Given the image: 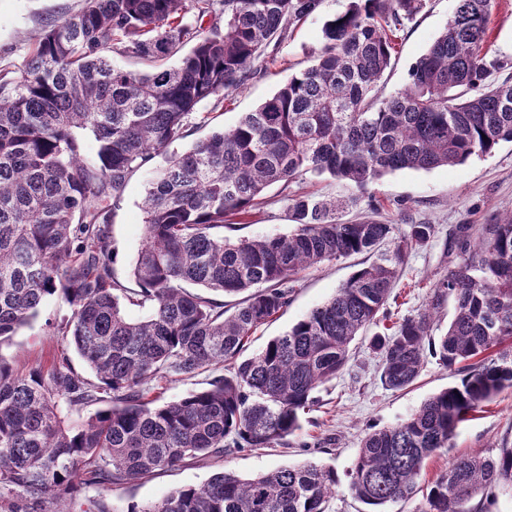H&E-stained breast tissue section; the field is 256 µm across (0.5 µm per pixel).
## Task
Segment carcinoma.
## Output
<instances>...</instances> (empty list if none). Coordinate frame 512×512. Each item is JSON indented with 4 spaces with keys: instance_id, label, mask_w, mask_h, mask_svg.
I'll use <instances>...</instances> for the list:
<instances>
[{
    "instance_id": "cac0c4a2",
    "label": "carcinoma",
    "mask_w": 512,
    "mask_h": 512,
    "mask_svg": "<svg viewBox=\"0 0 512 512\" xmlns=\"http://www.w3.org/2000/svg\"><path fill=\"white\" fill-rule=\"evenodd\" d=\"M321 0H81L49 22L17 77L0 74V342L57 295L70 338L92 376L65 355L15 369L0 359V509L46 512L178 465L286 447L318 389L349 361L350 345L393 298L409 247L432 224L368 218L341 223L357 205L314 192L285 194L288 235L230 238L274 184L329 175L360 190L388 173L429 171L512 142V76L484 50L491 0H457L448 27L404 88L373 94L405 22L424 0H351L324 24L315 64L291 75L254 111L155 171L143 205L135 287L115 272L112 217L132 175L187 136L196 107L224 102L252 74L262 48L281 43ZM190 51H184L187 44ZM146 71L116 68L108 52ZM97 143L88 157L84 134ZM365 253L327 303L257 354L250 337L288 307L295 276ZM241 296L233 305L217 295ZM454 312L432 354L460 380L404 421L371 428L349 472L351 494L382 512L417 489L425 461L450 446L458 425L512 389V215L486 224L448 269L429 307L371 338L381 381L412 386L426 358L433 310ZM148 307L132 321L126 306ZM225 368L210 387L154 404L151 383ZM102 405L81 423L66 413ZM336 472L316 462L242 479L214 474L126 512H328ZM512 487V446L453 460L430 485L425 512H489Z\"/></svg>"
}]
</instances>
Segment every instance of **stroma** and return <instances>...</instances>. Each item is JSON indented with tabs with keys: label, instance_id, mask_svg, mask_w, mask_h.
<instances>
[{
	"label": "stroma",
	"instance_id": "obj_1",
	"mask_svg": "<svg viewBox=\"0 0 512 512\" xmlns=\"http://www.w3.org/2000/svg\"><path fill=\"white\" fill-rule=\"evenodd\" d=\"M348 5L349 0H321L318 10L300 22L284 41L269 46L255 59L253 78L233 92L231 102L219 107L208 100L199 104V111L212 113L214 126H232L241 113L252 111L271 97L289 75L312 64L325 22L344 12ZM80 6L81 0H0V72L20 73L42 26L76 13ZM455 7L456 0H425L422 11L406 22L383 78L384 94L406 85L412 65L445 30ZM487 47L490 55L512 64V0H494ZM153 176V169L136 172L115 209L112 239L117 252L116 273L125 282L131 279V269L143 243L142 202ZM301 185L305 190L339 199L359 196L357 206L340 213L344 222L363 216L373 201L383 220L398 227L435 225L433 238L408 250L397 287L399 298L389 307L392 318L398 319L424 309L435 286L459 262L461 244L454 237L456 225H470L477 236L483 225L495 223L503 213L512 212V142H501L491 154L472 157L462 164L385 175L363 193L328 177L309 176ZM266 197V204L252 216L243 236L265 238L292 232L280 186L270 187ZM370 261V256L354 255L300 272L291 303L274 321L257 331L250 352L259 351L269 339L284 334L314 308L334 297L353 272ZM68 315L69 309L60 298H46L38 317L18 329L10 341L0 344V359L23 369L37 362L49 363L53 356L63 353L69 355L76 372L86 373L84 362L75 354L68 338L49 333L50 324L62 322ZM380 372L378 354L370 348L367 338L358 337L351 346L347 365L321 387L318 403L304 415L302 429L292 437L290 447L248 450L195 466L175 467L113 486L106 493L89 488L82 495L83 512H88L93 501L102 497L107 498L114 512H125L133 501L144 504L180 487L205 486L214 473L222 470L250 478L307 461L333 468L340 480L329 502V512H364V505L352 497L346 481L364 433L372 426L380 428L402 422L430 395L459 380L457 374L433 356L427 357L415 384L403 391L386 389ZM504 442L512 444V389L503 390L486 403L477 418L462 423L450 447L427 460L415 494L388 504L386 512H424L428 486L447 470L450 461L478 451L487 456L495 454Z\"/></svg>",
	"mask_w": 512,
	"mask_h": 512
}]
</instances>
